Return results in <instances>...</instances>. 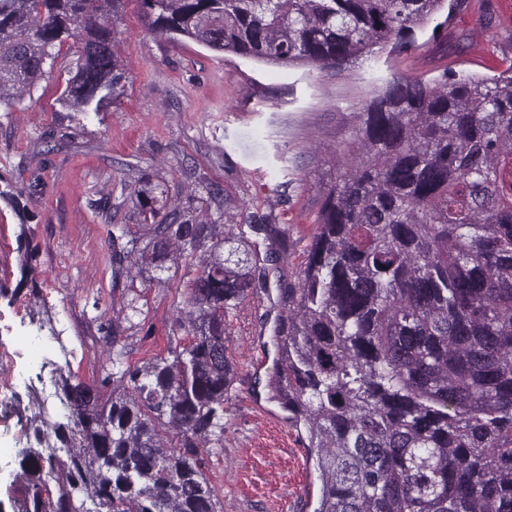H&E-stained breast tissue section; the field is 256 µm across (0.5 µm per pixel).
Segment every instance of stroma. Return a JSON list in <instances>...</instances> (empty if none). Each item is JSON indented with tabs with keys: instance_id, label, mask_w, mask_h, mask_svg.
Here are the masks:
<instances>
[{
	"instance_id": "1",
	"label": "stroma",
	"mask_w": 512,
	"mask_h": 512,
	"mask_svg": "<svg viewBox=\"0 0 512 512\" xmlns=\"http://www.w3.org/2000/svg\"><path fill=\"white\" fill-rule=\"evenodd\" d=\"M488 38L478 0H454L441 27L415 49L371 70L340 74L275 68L218 54L156 31L143 0H123L115 52L124 92L99 114L79 115L59 96L80 47L63 43L38 85L0 112V512H13L17 452L36 447L21 409L31 391L58 407L53 368L95 384L117 343L128 364L166 354L184 338L175 279L113 280L106 231L136 227L138 178L169 190L170 205L209 218L288 230L286 258L267 291L248 294L228 319L238 367L224 403V445L207 456L218 512H313L319 481L307 434L270 400L283 312L278 285L297 284L324 189L342 172V150L362 103L390 73L432 79L446 70L490 78L512 66V0H491ZM41 337L30 346L32 337Z\"/></svg>"
}]
</instances>
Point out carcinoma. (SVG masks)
I'll return each instance as SVG.
<instances>
[{"mask_svg":"<svg viewBox=\"0 0 512 512\" xmlns=\"http://www.w3.org/2000/svg\"><path fill=\"white\" fill-rule=\"evenodd\" d=\"M120 0H0V110L81 47L61 103L104 112L122 94L112 17ZM152 24L216 52L340 72L406 51L443 0H144ZM508 75L395 74L363 106L346 168L323 192L287 314L270 399L308 434L314 512H512V65ZM134 194L142 233L107 230L112 278L178 273L188 342L143 367L109 358L100 385L58 372L30 424L48 453L19 452L24 512H216L205 456L224 447L236 379L226 317L268 273L271 224H204ZM112 386L101 398L99 387ZM57 496H52L49 482Z\"/></svg>","mask_w":512,"mask_h":512,"instance_id":"1","label":"carcinoma"}]
</instances>
